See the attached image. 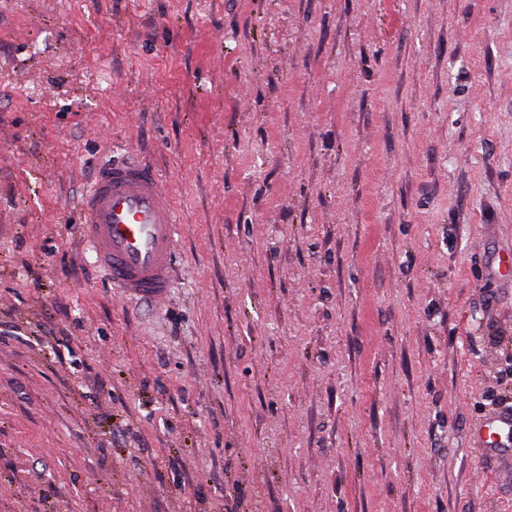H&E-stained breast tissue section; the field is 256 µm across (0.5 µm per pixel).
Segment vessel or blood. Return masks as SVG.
<instances>
[{
  "instance_id": "vessel-or-blood-1",
  "label": "vessel or blood",
  "mask_w": 512,
  "mask_h": 512,
  "mask_svg": "<svg viewBox=\"0 0 512 512\" xmlns=\"http://www.w3.org/2000/svg\"><path fill=\"white\" fill-rule=\"evenodd\" d=\"M96 264L123 298L159 301L168 293L177 252L174 207L155 170L133 161L102 167L80 202ZM482 453L512 463V409H499L474 427Z\"/></svg>"
}]
</instances>
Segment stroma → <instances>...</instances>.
Returning a JSON list of instances; mask_svg holds the SVG:
<instances>
[{"mask_svg": "<svg viewBox=\"0 0 512 512\" xmlns=\"http://www.w3.org/2000/svg\"><path fill=\"white\" fill-rule=\"evenodd\" d=\"M180 239L124 300L112 151ZM512 0H0V512H512ZM80 209L95 262L122 297L164 299L177 252L178 225L155 170L133 161L105 165ZM472 442L482 453L512 463V409H499L482 418L473 429Z\"/></svg>", "mask_w": 512, "mask_h": 512, "instance_id": "obj_1", "label": "stroma"}]
</instances>
